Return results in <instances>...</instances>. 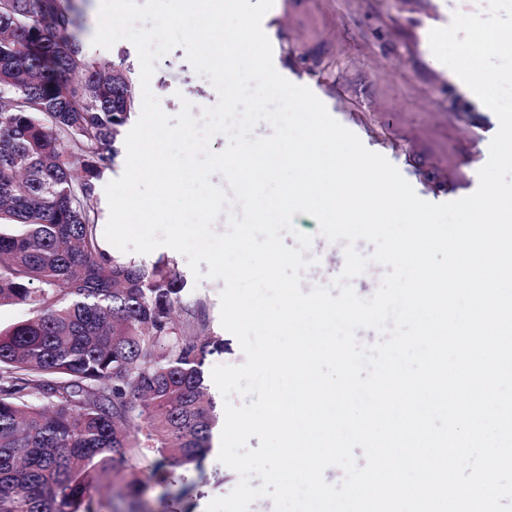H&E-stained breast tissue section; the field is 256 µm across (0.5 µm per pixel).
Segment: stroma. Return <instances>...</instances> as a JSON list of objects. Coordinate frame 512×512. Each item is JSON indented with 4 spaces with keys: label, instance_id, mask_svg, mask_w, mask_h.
<instances>
[{
    "label": "stroma",
    "instance_id": "obj_1",
    "mask_svg": "<svg viewBox=\"0 0 512 512\" xmlns=\"http://www.w3.org/2000/svg\"><path fill=\"white\" fill-rule=\"evenodd\" d=\"M70 2L80 15L84 55L102 66L123 60L132 79H139L138 54L131 42L121 40L110 49L92 43L100 0ZM482 7L481 0H308L288 45L273 46L272 51L281 73L308 87L328 111L359 113L371 131L370 144L385 149L397 169L410 172L411 160L424 153L444 154L449 165L468 162L475 174L481 161H468L455 144L443 146L432 138L420 147L414 137L425 113L483 111L479 99L451 82L447 71L433 66L428 42L430 30L449 25L454 12L472 14ZM150 88L172 118L183 102L209 107L218 100L210 80L194 70L181 48L157 62ZM293 222L312 237L308 255L322 261L321 273L303 280L302 290L329 285L344 268V252L319 232L312 217L298 214ZM167 258L175 261L184 282L183 306L202 312L210 331L224 341L223 348L207 356L206 368L242 365L245 355L238 340L221 324L223 281L206 275L194 278L186 257L169 248L138 255L137 260L150 266ZM218 453V448H211L201 469L175 470L172 485H153L146 495L153 512H206L212 499L228 495L239 475L219 461Z\"/></svg>",
    "mask_w": 512,
    "mask_h": 512
}]
</instances>
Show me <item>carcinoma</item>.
<instances>
[{
  "label": "carcinoma",
  "mask_w": 512,
  "mask_h": 512,
  "mask_svg": "<svg viewBox=\"0 0 512 512\" xmlns=\"http://www.w3.org/2000/svg\"><path fill=\"white\" fill-rule=\"evenodd\" d=\"M76 28L64 0H0V307L29 309L0 326V512H98L199 466L219 422L215 336L189 310L174 319V262L100 242L95 180L136 92L123 63L85 58Z\"/></svg>",
  "instance_id": "carcinoma-1"
}]
</instances>
